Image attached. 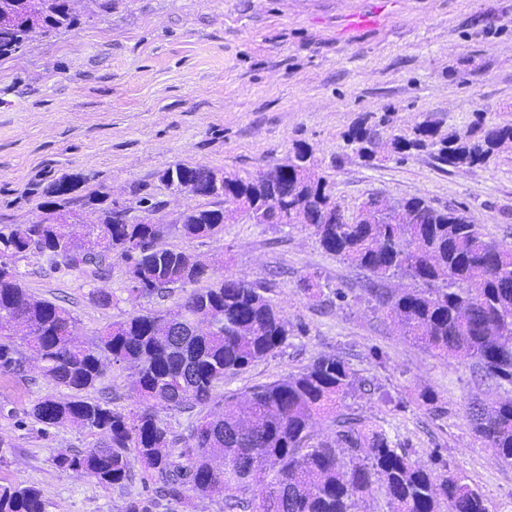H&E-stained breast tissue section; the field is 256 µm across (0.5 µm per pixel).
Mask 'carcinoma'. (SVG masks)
Here are the masks:
<instances>
[{
  "label": "carcinoma",
  "mask_w": 512,
  "mask_h": 512,
  "mask_svg": "<svg viewBox=\"0 0 512 512\" xmlns=\"http://www.w3.org/2000/svg\"><path fill=\"white\" fill-rule=\"evenodd\" d=\"M80 22L70 0H0V59L18 53L36 33L48 37ZM378 138L364 125L346 135L365 162ZM508 146L512 125L482 119L447 131L424 121L391 138L400 159L426 152L452 168L481 167ZM201 175L224 191L204 196L205 203L187 207L170 224H141L128 217L130 206L107 193L78 194L87 176L64 174L42 189L41 218L0 226V377H24V350L31 351L41 375L70 395L47 394L27 416L105 436L84 451L58 450L56 466L122 486L138 463L158 483L156 495L178 500L188 489L222 495L231 512H356L376 486L388 512H490L489 500L466 477L421 465L384 426L350 411L346 399L361 379L338 356L319 355L297 372L224 396L222 413L190 427L192 446L176 447L178 435L158 418L156 406L206 407L224 381L275 353L293 333L256 283L231 276L211 285L212 265L163 244L170 235L219 234L232 193L254 223L299 224L325 252L365 271L371 297L416 345L444 360L469 362L504 389L499 401H473L468 417L483 444L512 467V245L487 238L466 208L438 209L423 197L350 216L302 143L287 162L243 177L175 163L159 180L178 191ZM131 196L143 212L161 207L145 184L134 186ZM85 208L97 214L87 224ZM82 223L86 230L78 236L73 228ZM35 252L87 280L106 274L116 257L126 266L130 298L165 296L175 288L182 296L172 309L135 311L78 342L71 312L24 287L19 262ZM396 276L412 287H386ZM173 327L181 335H169ZM108 360L130 370L136 407L126 413L105 398L83 395L96 388ZM321 417L333 426L330 438L314 431ZM0 512H45V505L32 486L0 485Z\"/></svg>",
  "instance_id": "1"
}]
</instances>
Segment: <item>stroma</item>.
Returning a JSON list of instances; mask_svg holds the SVG:
<instances>
[{"label":"stroma","instance_id":"1","mask_svg":"<svg viewBox=\"0 0 512 512\" xmlns=\"http://www.w3.org/2000/svg\"><path fill=\"white\" fill-rule=\"evenodd\" d=\"M0 60V225L41 215L38 188L64 174L91 180L84 192L129 198L149 184L166 224L191 204L160 189L174 163L247 174L306 144L347 214L373 193L432 206L463 205L490 239L512 243V151L480 168L438 169L424 152L395 161L389 141L419 123L461 129L476 118L512 124V0H113L111 12ZM388 117L372 164L344 136ZM167 245L224 261L225 275L266 288L296 331L274 354L224 384L226 392L279 379L321 354L344 358L366 381L349 400L380 422L413 458H439L512 512V468L477 438L467 418L474 397L493 399L471 364L443 361L402 336L369 303L367 276L325 252L301 226L237 219L211 238L168 237ZM29 293L69 310L84 339L135 310H164L174 298L130 300L126 268L89 284L56 270L47 256L21 263ZM318 277L320 301L300 289ZM112 295L101 307L91 288ZM342 289L345 300L334 291ZM433 392L438 413L418 405ZM67 397L30 362L25 378H0V482L36 487L45 512H125L146 496L142 468L123 487L56 467L58 449L82 451L100 434L47 427L27 415L41 397Z\"/></svg>","mask_w":512,"mask_h":512}]
</instances>
